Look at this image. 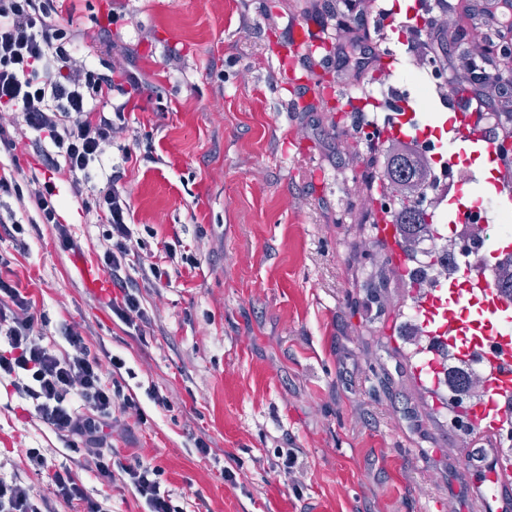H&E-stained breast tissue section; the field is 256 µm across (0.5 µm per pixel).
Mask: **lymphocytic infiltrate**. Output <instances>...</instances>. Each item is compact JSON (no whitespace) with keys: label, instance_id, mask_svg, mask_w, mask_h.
Returning a JSON list of instances; mask_svg holds the SVG:
<instances>
[{"label":"lymphocytic infiltrate","instance_id":"f902f5d3","mask_svg":"<svg viewBox=\"0 0 512 512\" xmlns=\"http://www.w3.org/2000/svg\"><path fill=\"white\" fill-rule=\"evenodd\" d=\"M76 11L73 2L0 0V112L14 115L13 129L0 125V196L15 198L28 214L23 221L9 216L1 231L21 252L28 248L24 234L29 223L52 225L60 248L73 245L53 186L3 173L6 162L16 161L19 142L25 139L41 166L65 172L71 194L87 200L97 222L107 225L98 260L120 291L109 302L112 317L143 338L151 323L143 289L168 286L172 268H193L197 260L169 242L162 245V261L143 260L146 240L155 230L134 232L124 173L110 162L112 144L129 133L126 106L113 102L112 93L118 83L138 88L142 80L124 59L103 65L79 50ZM10 264L8 252L1 250L0 380H7L35 417L61 439L67 462L52 475L49 500L36 499L19 479L1 476L0 512H53L55 499L72 512H106L76 472L89 458L95 461L97 479L108 482L121 474L144 512H184L166 488L162 469L144 462L123 464L108 435L120 416L132 413L144 423L145 403L168 411L171 401L154 386L137 395L129 384L135 370L116 355L102 360L80 326H63L65 353L48 348L41 333L42 317L31 299L18 283L2 275Z\"/></svg>","mask_w":512,"mask_h":512}]
</instances>
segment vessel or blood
Instances as JSON below:
<instances>
[{
	"instance_id": "1",
	"label": "vessel or blood",
	"mask_w": 512,
	"mask_h": 512,
	"mask_svg": "<svg viewBox=\"0 0 512 512\" xmlns=\"http://www.w3.org/2000/svg\"><path fill=\"white\" fill-rule=\"evenodd\" d=\"M422 130L410 97H402L397 112L390 115L387 132L405 140ZM448 140L456 144L460 152L473 148L482 149L489 158H496L495 143L489 140L476 125L473 112L455 106L454 116L448 127ZM494 203L476 199L470 204H456L448 209V220L452 224H491L500 205L512 203V173L502 172L495 180ZM70 267L82 288L96 293L106 286L105 279L87 253L74 252L69 257ZM466 288L448 292L444 288L429 290L417 297L413 307L423 317V324L431 336H474L473 347L479 357V365L491 389L486 404L481 410L486 421L482 439L477 446L463 448L461 457L466 466L491 470L494 474L492 486L475 493L479 512H512V474L503 472L500 465V428L512 420V295L499 292L494 286L492 272L480 257L470 259L466 274ZM471 304L501 314L503 328L489 332L483 327L461 322L456 310Z\"/></svg>"
}]
</instances>
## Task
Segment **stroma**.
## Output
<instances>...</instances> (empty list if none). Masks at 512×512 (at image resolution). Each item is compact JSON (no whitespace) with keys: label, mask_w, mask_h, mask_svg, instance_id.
Segmentation results:
<instances>
[{"label":"stroma","mask_w":512,"mask_h":512,"mask_svg":"<svg viewBox=\"0 0 512 512\" xmlns=\"http://www.w3.org/2000/svg\"><path fill=\"white\" fill-rule=\"evenodd\" d=\"M338 3L90 0L78 21L84 52L107 63L120 47L144 79L113 94L127 105L130 134L112 156L133 222L181 241L199 266L144 289L145 342L113 321L115 288H81L50 225L28 231L12 278L43 313L45 342L63 350L61 323L80 325L92 349L135 369L133 386L169 397L173 411L146 405L147 424L126 415L112 446L123 463L160 466L190 512H477L469 488L487 481L460 461L474 433L416 380L419 354L396 332L411 290L363 203L380 195L372 159L388 144L360 138L353 112L340 132L306 106L348 103L363 84L381 102L366 113L385 114L406 88L433 125L458 97L449 34L464 24L494 38L512 22V0H456L447 12L436 0H359L373 20L382 8L394 16L363 28L343 23ZM113 6L121 18L107 39L98 22ZM299 23L322 38L308 65L289 55ZM354 46L376 61L345 63ZM60 214L96 256L104 225L67 193ZM62 446L0 382V476L51 497ZM83 480L107 512H144L121 480Z\"/></svg>","instance_id":"obj_1"}]
</instances>
